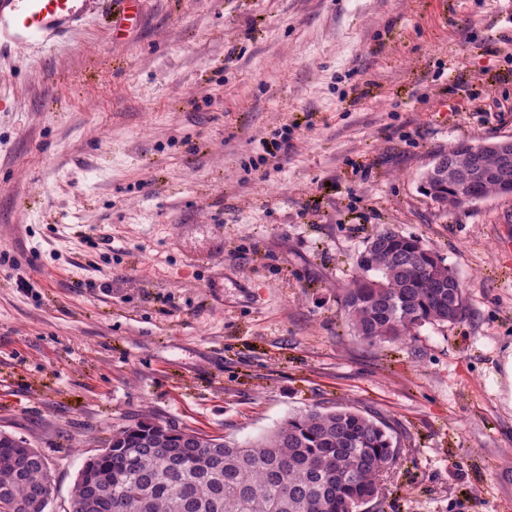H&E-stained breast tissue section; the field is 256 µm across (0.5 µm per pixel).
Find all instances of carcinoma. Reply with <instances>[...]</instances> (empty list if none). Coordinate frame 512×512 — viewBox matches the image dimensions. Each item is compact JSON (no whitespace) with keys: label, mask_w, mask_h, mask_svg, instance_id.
<instances>
[{"label":"carcinoma","mask_w":512,"mask_h":512,"mask_svg":"<svg viewBox=\"0 0 512 512\" xmlns=\"http://www.w3.org/2000/svg\"><path fill=\"white\" fill-rule=\"evenodd\" d=\"M342 310L369 345L400 343L467 311L455 269L418 237L386 226L364 244ZM141 419L112 433L74 481L68 512H369L401 448L389 425L338 403L236 442ZM47 464L22 437L0 446V512H45Z\"/></svg>","instance_id":"carcinoma-1"}]
</instances>
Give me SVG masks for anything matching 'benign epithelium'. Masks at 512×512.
Segmentation results:
<instances>
[{
    "mask_svg": "<svg viewBox=\"0 0 512 512\" xmlns=\"http://www.w3.org/2000/svg\"><path fill=\"white\" fill-rule=\"evenodd\" d=\"M487 150L499 154V164L492 169H483L473 165L476 157ZM468 162L472 166L463 168L461 166H448V158L439 157L435 159L427 170L428 177L437 180L452 178L457 181L459 190L439 201V205L453 210L465 201L475 198L474 184L481 182H494L500 187L512 188V137L504 136L491 143H478L470 145Z\"/></svg>",
    "mask_w": 512,
    "mask_h": 512,
    "instance_id": "benign-epithelium-1",
    "label": "benign epithelium"
}]
</instances>
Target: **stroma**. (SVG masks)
I'll list each match as a JSON object with an SVG mask.
<instances>
[{
    "label": "stroma",
    "mask_w": 512,
    "mask_h": 512,
    "mask_svg": "<svg viewBox=\"0 0 512 512\" xmlns=\"http://www.w3.org/2000/svg\"><path fill=\"white\" fill-rule=\"evenodd\" d=\"M142 4L0 60V429L49 512L139 419L241 442L339 403L401 445L379 512H512V196L420 189L512 136V0ZM385 226L456 270L462 321L353 336L341 290Z\"/></svg>",
    "instance_id": "1"
}]
</instances>
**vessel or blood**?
Instances as JSON below:
<instances>
[{
    "mask_svg": "<svg viewBox=\"0 0 512 512\" xmlns=\"http://www.w3.org/2000/svg\"><path fill=\"white\" fill-rule=\"evenodd\" d=\"M105 0H0V58L66 41Z\"/></svg>",
    "mask_w": 512,
    "mask_h": 512,
    "instance_id": "vessel-or-blood-1",
    "label": "vessel or blood"
}]
</instances>
